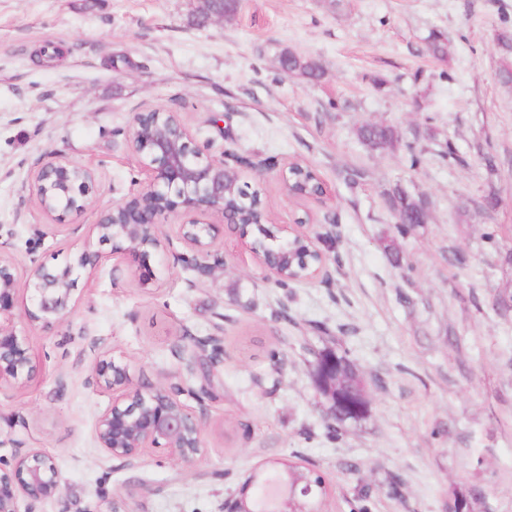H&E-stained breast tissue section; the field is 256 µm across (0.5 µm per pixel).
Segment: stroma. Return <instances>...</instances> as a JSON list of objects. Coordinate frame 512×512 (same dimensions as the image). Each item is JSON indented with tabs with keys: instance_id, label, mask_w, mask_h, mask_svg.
<instances>
[{
	"instance_id": "35a3bbf8",
	"label": "stroma",
	"mask_w": 512,
	"mask_h": 512,
	"mask_svg": "<svg viewBox=\"0 0 512 512\" xmlns=\"http://www.w3.org/2000/svg\"><path fill=\"white\" fill-rule=\"evenodd\" d=\"M199 0H0V242L19 267L82 249L100 211L142 187L133 115L179 112L210 153L239 148L310 166L329 200L289 198L276 172L248 174L279 236L305 211L335 217L329 281L277 287L238 232H221L223 275L159 255L153 280L104 257L59 323L15 326L36 370L0 386V452L52 456L60 495L20 512H224L255 472L314 465L328 512H512V83L496 35L512 0H239L199 24ZM447 38L448 57L427 50ZM319 61L280 76L283 51ZM367 122L423 148L371 153ZM453 149L454 161L444 160ZM60 154L96 171L83 212L43 215L33 173ZM365 169L349 190L343 172ZM424 195L427 223L399 226L382 194ZM223 330L213 366L175 349ZM369 386L370 412L332 428L311 371L326 347ZM133 386L183 384L204 446L185 465L161 448L131 464L95 438L112 394L89 385L100 352Z\"/></svg>"
}]
</instances>
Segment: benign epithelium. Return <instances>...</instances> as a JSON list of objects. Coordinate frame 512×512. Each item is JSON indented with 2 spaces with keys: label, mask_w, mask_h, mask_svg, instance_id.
<instances>
[{
  "label": "benign epithelium",
  "mask_w": 512,
  "mask_h": 512,
  "mask_svg": "<svg viewBox=\"0 0 512 512\" xmlns=\"http://www.w3.org/2000/svg\"><path fill=\"white\" fill-rule=\"evenodd\" d=\"M130 142L140 172L145 175L141 190L100 212L96 232L98 243L111 245L114 255L146 260L151 253L172 256L173 262L214 277L224 273L225 259L215 249L220 225L232 224L243 235L251 225L225 209L227 178L244 171H278L284 186H289L288 165L271 159H256L237 149H224L217 155L204 152L177 112L147 108L134 114ZM96 180V171L63 156H49L34 175L36 201L40 210L58 221L86 208L85 197ZM170 216L180 219L177 237L185 251L173 250L172 238L162 230V221ZM261 236L249 243L264 279L278 281V268L285 252L266 224L259 223ZM289 238L305 242L319 255L314 278H328L325 244L332 233L323 224H296L288 227ZM101 259L94 244L87 243L73 260L62 266H48L36 259L19 272L0 245V384L24 385L32 373V359L25 336L18 334L14 320L19 288L32 294L33 305L24 310L31 322H61L76 302L81 277L91 274ZM208 364L215 363L223 351L220 335L195 342ZM336 349L328 347L316 357L311 378L314 388L329 404L330 419L345 422L363 416L369 407V393L361 377L343 380L336 375ZM93 386L112 392V402L95 422L100 448L111 457L137 461L147 448H165L171 457L190 465L204 447L200 420L180 400L198 394L181 385L147 390L130 386L128 364L106 354L91 374ZM16 451L0 455V512H19V503L56 498L63 477L53 460L40 450L19 451L22 442H13ZM274 512H298L301 501L313 498L315 488L309 480L288 484ZM239 490L224 499V512H252L248 490Z\"/></svg>",
  "instance_id": "obj_1"
}]
</instances>
